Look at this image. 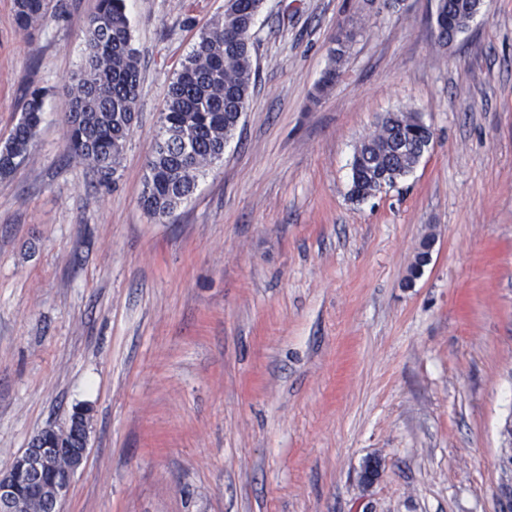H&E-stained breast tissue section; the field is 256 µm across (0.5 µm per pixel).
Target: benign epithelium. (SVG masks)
<instances>
[{
	"instance_id": "7a95c632",
	"label": "benign epithelium",
	"mask_w": 512,
	"mask_h": 512,
	"mask_svg": "<svg viewBox=\"0 0 512 512\" xmlns=\"http://www.w3.org/2000/svg\"><path fill=\"white\" fill-rule=\"evenodd\" d=\"M88 408H73L65 427L41 429L11 466L0 472V512H20L25 500L37 499L49 489L41 512H60L71 477L83 466L88 452Z\"/></svg>"
}]
</instances>
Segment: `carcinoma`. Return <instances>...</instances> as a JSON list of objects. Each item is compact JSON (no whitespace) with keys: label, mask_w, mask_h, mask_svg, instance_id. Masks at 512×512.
I'll use <instances>...</instances> for the list:
<instances>
[{"label":"carcinoma","mask_w":512,"mask_h":512,"mask_svg":"<svg viewBox=\"0 0 512 512\" xmlns=\"http://www.w3.org/2000/svg\"><path fill=\"white\" fill-rule=\"evenodd\" d=\"M14 20L29 33L56 15L54 0H13ZM264 0H224V13L200 29L192 50L168 87L164 111L147 160L140 203L146 213L163 218L194 194L198 179L220 159L240 125L257 77L254 30ZM479 0H437L438 42L446 45L464 32ZM353 35L336 36L330 66L316 91L335 82ZM80 69L64 79L70 97L66 115L67 155L88 165L108 184L122 164L137 120L139 56L127 12V0H98L83 32ZM43 90L29 91L21 116L0 146V177L24 163L42 122ZM432 131L411 110L386 113L377 134L364 139L352 161L351 196L357 200L392 187L422 158ZM432 236L424 237L409 267L408 281L428 265Z\"/></svg>","instance_id":"obj_1"}]
</instances>
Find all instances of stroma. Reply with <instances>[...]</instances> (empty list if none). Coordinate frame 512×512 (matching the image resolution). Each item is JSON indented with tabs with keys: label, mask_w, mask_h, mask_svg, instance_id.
I'll return each instance as SVG.
<instances>
[{
	"label": "stroma",
	"mask_w": 512,
	"mask_h": 512,
	"mask_svg": "<svg viewBox=\"0 0 512 512\" xmlns=\"http://www.w3.org/2000/svg\"><path fill=\"white\" fill-rule=\"evenodd\" d=\"M62 3L27 34L0 0V143L26 92L46 91L27 159L0 177V472L86 405L61 512H498L512 0H482L445 46L437 0H266L224 159L162 219L140 205L147 158L174 68L224 0H129L138 119L109 186L65 153L62 82L97 0ZM396 109L432 142L394 187L353 199L354 151ZM353 39V34L340 36L339 33L336 35V47L330 50V66L324 72L316 87L319 95L323 94L335 82L341 63ZM433 237L431 235L424 237L417 248L414 261L409 267V274L407 276L408 282H412L421 276L424 267H426L430 261H427V256L431 255V247L433 243Z\"/></svg>",
	"instance_id": "stroma-1"
}]
</instances>
